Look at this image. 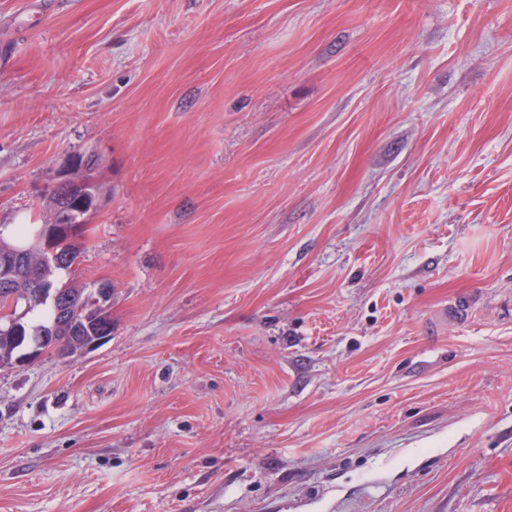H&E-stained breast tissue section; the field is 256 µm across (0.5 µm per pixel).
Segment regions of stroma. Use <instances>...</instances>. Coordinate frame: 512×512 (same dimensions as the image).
<instances>
[{
    "instance_id": "obj_1",
    "label": "stroma",
    "mask_w": 512,
    "mask_h": 512,
    "mask_svg": "<svg viewBox=\"0 0 512 512\" xmlns=\"http://www.w3.org/2000/svg\"><path fill=\"white\" fill-rule=\"evenodd\" d=\"M77 153L0 512H512V0H0V224ZM64 201V204L68 207L70 206L75 212L82 207L83 209L80 213H76L78 220L76 222L80 224L69 225L74 226V229L66 231L56 227L57 229L52 232L51 242L57 254V259H47L42 265L34 268L29 253L34 250L46 252L45 250L31 249L20 251L0 242V285L2 293L8 297V307L1 311V323L3 322L9 327V332L15 329L25 316L29 304L35 300H43L48 295L49 290L41 288L42 284H50L58 290L63 289L68 295L73 296L75 301L70 310V315L62 316L66 314L71 304V297L62 296L61 291L51 295L55 303L59 301V311L51 299L32 305L25 319H23V324L20 326L21 331L13 345H11L10 339L7 340L4 337L7 335H2V331L0 332L1 365L6 363L5 360L7 363H12L13 358L17 357L15 355L20 348L24 344H30V336H32L33 330L55 329L56 339L53 349L61 356H69L78 348L80 343L91 337L84 319L88 311L87 306L92 292L88 291L87 288H79L75 285L69 287H58L57 285V282H59L57 277L59 271L70 273L73 271L72 266L77 263L82 249L80 239L83 237L85 226L82 220L79 219H83L91 209L85 202H79L75 199L64 198ZM24 269H35L41 285L33 287L34 289L23 285L19 279V272ZM23 303L25 305L24 308H22ZM34 312L38 314L37 319L33 321L26 320L28 314ZM79 327L82 328L83 332H75V329H80Z\"/></svg>"
}]
</instances>
